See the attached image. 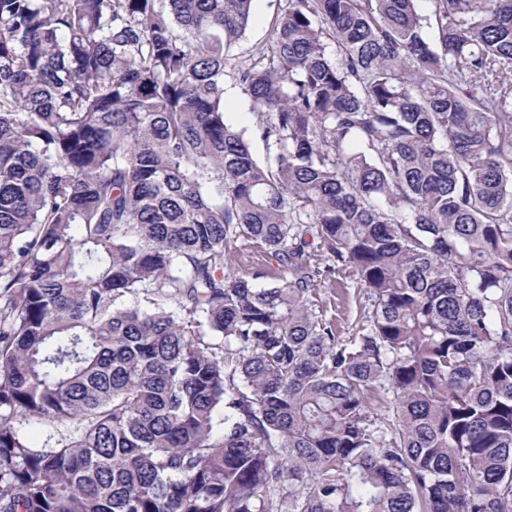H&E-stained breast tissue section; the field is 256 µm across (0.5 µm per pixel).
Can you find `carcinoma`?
<instances>
[{
	"label": "carcinoma",
	"instance_id": "carcinoma-1",
	"mask_svg": "<svg viewBox=\"0 0 512 512\" xmlns=\"http://www.w3.org/2000/svg\"><path fill=\"white\" fill-rule=\"evenodd\" d=\"M418 2L0 0V512H512V0ZM278 6V0L254 1L250 27L245 38L231 50V58L241 60L255 53L268 42L275 24ZM226 118L238 130L246 129V136L250 138V146L255 157L265 161L268 149L266 144L252 135V130L258 121L257 114L249 111V104L245 96L230 82L225 85ZM232 252L237 257L239 267L247 269L251 266L261 265L267 269L277 271L278 262L276 259L263 248L251 243L246 238H239L237 241L231 242ZM341 278L337 277L332 287L327 283L316 287V304L324 310L326 317H332L336 322L337 336L347 340L357 335L365 323L362 317L370 302L368 292L360 288L353 276ZM61 433L62 428H56L52 424L38 418H31L25 425V433L30 442L38 447H42L47 443L50 436L55 435L57 438V432Z\"/></svg>",
	"mask_w": 512,
	"mask_h": 512
}]
</instances>
